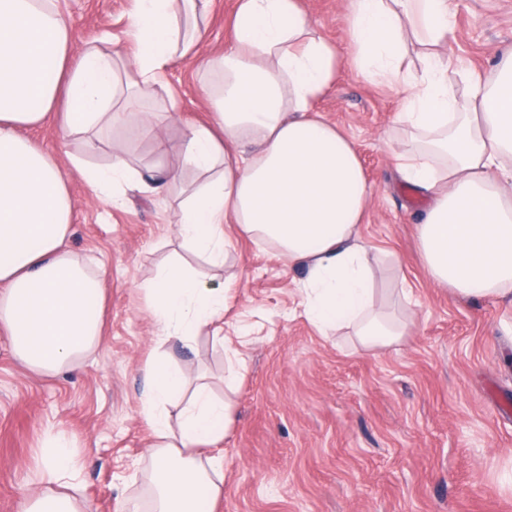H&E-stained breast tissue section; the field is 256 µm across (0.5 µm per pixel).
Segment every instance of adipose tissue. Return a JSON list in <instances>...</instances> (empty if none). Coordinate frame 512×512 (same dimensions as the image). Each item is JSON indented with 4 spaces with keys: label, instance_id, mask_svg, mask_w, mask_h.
I'll return each instance as SVG.
<instances>
[{
    "label": "adipose tissue",
    "instance_id": "obj_1",
    "mask_svg": "<svg viewBox=\"0 0 512 512\" xmlns=\"http://www.w3.org/2000/svg\"><path fill=\"white\" fill-rule=\"evenodd\" d=\"M353 65L405 94L400 124L415 146L395 155L406 182L429 201L417 232L430 278L462 300L512 294V52L494 79H473L459 110L448 84V0H346ZM179 0H136L128 35L136 51L117 64L110 51L84 50L68 64L67 19L40 0H0V330L31 371L73 367L100 339L104 269L68 247L72 203L55 158L22 130L59 116L63 137L109 129L139 113L143 128L175 121L139 112L175 56L211 66L201 41L182 34ZM421 47V65L406 58ZM224 85L207 93L209 123L182 129V162L205 174L176 209L181 246L223 266L241 236L275 244L308 268L304 312L321 331L355 328L368 347L400 327L371 316L372 270L359 227L372 192L353 143L313 110L339 65L301 0H236L234 39L220 59ZM87 186L120 201L143 176L124 150L108 167L80 165ZM160 345L192 348L224 315L225 290L175 260L142 283ZM150 428L149 502L128 512H215L223 493L222 447L229 403L205 379L151 350L140 367ZM180 403L177 424L165 407ZM64 432L49 434L21 512H86L81 470Z\"/></svg>",
    "mask_w": 512,
    "mask_h": 512
}]
</instances>
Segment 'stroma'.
<instances>
[{"instance_id": "obj_1", "label": "stroma", "mask_w": 512, "mask_h": 512, "mask_svg": "<svg viewBox=\"0 0 512 512\" xmlns=\"http://www.w3.org/2000/svg\"><path fill=\"white\" fill-rule=\"evenodd\" d=\"M235 0H209L198 21L207 53L234 35ZM341 63L316 104L351 139L373 197L360 234L374 264L373 309L406 323L398 341L362 347L351 330L323 335L305 316L298 285L305 267L273 245L225 225L234 249L214 281L232 280L223 334L246 335L245 368L202 337L195 349L167 352L227 399L234 423L224 439V492L216 512H512V301L463 302L427 275L417 226L428 202L410 189L388 155L409 136L398 122L401 95L361 75L348 61L343 0H302ZM134 0H59L74 53L125 37ZM448 79L459 104L469 75L493 80L512 50V0H451ZM217 73L190 57L174 58L142 102L164 112L177 100L179 124L163 129L165 152L141 134L138 117L99 135L62 142L57 120L24 135L60 162L73 206L70 249L107 272L102 336L72 369L49 376L26 369L0 332V512H20L44 435L67 434L82 471L90 512H122L145 491L137 470L147 461L149 428L140 415V365L155 327L140 289L179 247L175 203L166 175L194 187L183 168V124L207 121L206 92ZM123 147L140 170L155 171L148 190L115 206L94 194L74 159L103 166Z\"/></svg>"}]
</instances>
